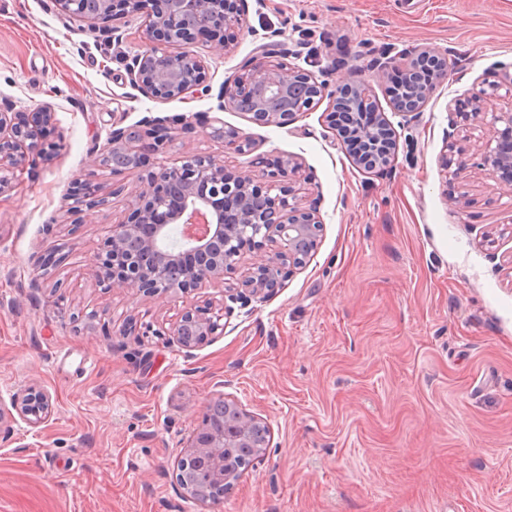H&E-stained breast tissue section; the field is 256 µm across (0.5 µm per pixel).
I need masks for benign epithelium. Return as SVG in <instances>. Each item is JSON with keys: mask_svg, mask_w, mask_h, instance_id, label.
Instances as JSON below:
<instances>
[{"mask_svg": "<svg viewBox=\"0 0 512 512\" xmlns=\"http://www.w3.org/2000/svg\"><path fill=\"white\" fill-rule=\"evenodd\" d=\"M65 15L81 16L93 24L117 22L126 14L143 18V35L153 47L132 58L129 71L131 85L149 99L203 97L212 86L201 59L176 46L197 39L227 51L237 40L243 18L237 0H98L94 11L79 9L80 0H54ZM283 45L270 40L259 44L252 56L243 61L239 73L224 82L219 90L218 109L239 110L242 100L249 99L253 119L261 124L281 126L298 114L310 110L315 101L325 97L342 101L350 111L354 136L361 140L390 138L388 148L374 159L352 155L353 162L367 169L386 167L395 153V132L384 110L373 111L371 125L357 122V112L367 104L369 86L343 83L328 90L327 82L312 72L284 62ZM373 80L385 87L393 112L402 116L417 112L436 86L448 79V57L430 48L418 50L401 69L403 85L393 86L391 62L372 66ZM492 94L475 88L470 96V125L495 126V135L482 145L483 167L504 186H512V111L495 112ZM54 113L48 106L36 112L30 122L17 119L0 107V194L11 187L14 173L25 163L43 156L42 138L50 130ZM180 115L171 118H147L146 136L124 128L112 130L108 144L112 148L101 154L104 163L115 156L112 164L118 171L138 168L141 150L160 152L168 140L171 126L183 123ZM502 127H497V124ZM218 138L242 152L247 143L236 134L219 127ZM150 142H143V138ZM301 163L293 157L281 158L257 178L230 173L224 162L210 156L187 152L179 161L150 168L140 176L139 187L131 193L127 216L112 225L105 249L95 269L99 283H107L129 294L144 290L161 292L178 298L206 284L224 280L227 270L237 266L244 249L271 247L272 255L263 262L250 264L242 286L229 299L248 303L263 298L281 286L285 268H297L318 246L321 220L313 204L300 203L297 177ZM277 190L279 194L271 196ZM103 193V186L86 178L78 186L77 199L93 200ZM293 203H288L286 197ZM181 225L182 245L198 253L200 261L175 274L178 255L167 248L170 227ZM221 314L213 307L187 308L172 327V336L184 348H192L198 336H212L220 329ZM223 411L222 421H205L187 439L180 458L194 459L197 472L222 488L228 471L224 470V449L252 447L253 430L266 425L259 416L247 411L237 400L219 393L206 406L207 414ZM52 413L50 395L41 387L31 386L11 408L0 403V428L5 419L19 417L30 427L45 423Z\"/></svg>", "mask_w": 512, "mask_h": 512, "instance_id": "7a95c632", "label": "benign epithelium"}]
</instances>
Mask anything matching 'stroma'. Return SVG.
Here are the masks:
<instances>
[{
  "label": "stroma",
  "mask_w": 512,
  "mask_h": 512,
  "mask_svg": "<svg viewBox=\"0 0 512 512\" xmlns=\"http://www.w3.org/2000/svg\"><path fill=\"white\" fill-rule=\"evenodd\" d=\"M142 28L126 15L113 39L52 0H0V103L55 113L46 160L0 194V401L36 384L54 405L40 427L0 434V512H512V192L482 168L492 125L468 129L455 110L512 64V0H246L228 51L191 45L216 89L273 33L332 82L371 81L380 57L452 51L384 170L353 163L323 103L265 126L213 96H142L128 70ZM198 112L220 115L246 153H225ZM173 115L190 122L148 165L189 150L249 176L301 161L322 230L272 296H224L257 251L179 299L96 283L140 172L92 160L112 130ZM454 146L468 161L457 177L442 164ZM90 174L116 194L75 203ZM51 252L65 259L47 274ZM207 304L222 330L182 348L171 327ZM219 393L263 418L271 445L203 505L178 489L176 461Z\"/></svg>",
  "instance_id": "obj_1"
}]
</instances>
